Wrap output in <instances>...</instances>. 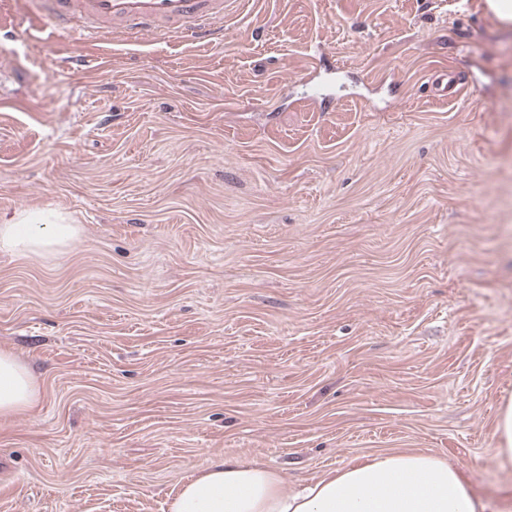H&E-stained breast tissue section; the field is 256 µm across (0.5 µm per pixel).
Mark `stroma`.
Listing matches in <instances>:
<instances>
[{
	"instance_id": "1",
	"label": "stroma",
	"mask_w": 512,
	"mask_h": 512,
	"mask_svg": "<svg viewBox=\"0 0 512 512\" xmlns=\"http://www.w3.org/2000/svg\"><path fill=\"white\" fill-rule=\"evenodd\" d=\"M43 28L0 0V224L79 235L0 252V351L40 389L0 418V512H168L224 457L512 486V33L484 0H225L210 43L54 57ZM43 222H47V217L37 211L20 216L13 224H0V250L21 253L52 252L68 245L79 234V228L75 224ZM48 226V232L41 231ZM494 456L502 464H512V396L503 399L495 423Z\"/></svg>"
}]
</instances>
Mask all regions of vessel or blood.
<instances>
[{
	"label": "vessel or blood",
	"mask_w": 512,
	"mask_h": 512,
	"mask_svg": "<svg viewBox=\"0 0 512 512\" xmlns=\"http://www.w3.org/2000/svg\"><path fill=\"white\" fill-rule=\"evenodd\" d=\"M52 35L45 53H56L60 40L82 35L177 36L188 42L209 40L224 22V0H31Z\"/></svg>",
	"instance_id": "obj_1"
}]
</instances>
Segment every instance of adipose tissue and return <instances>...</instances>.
<instances>
[{
  "instance_id": "ef3b65f1",
  "label": "adipose tissue",
  "mask_w": 512,
  "mask_h": 512,
  "mask_svg": "<svg viewBox=\"0 0 512 512\" xmlns=\"http://www.w3.org/2000/svg\"><path fill=\"white\" fill-rule=\"evenodd\" d=\"M30 212L0 224V250L52 252L77 238L74 224L42 229ZM39 387L30 368L0 351V418L32 410ZM457 467L427 453L392 451L352 461L289 491L257 461L218 459L184 482L168 512H486Z\"/></svg>"
}]
</instances>
